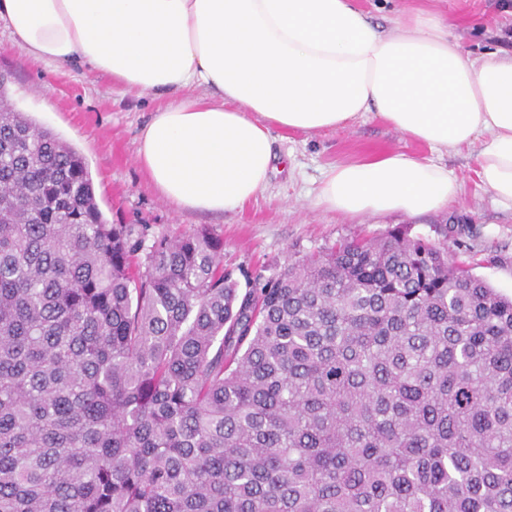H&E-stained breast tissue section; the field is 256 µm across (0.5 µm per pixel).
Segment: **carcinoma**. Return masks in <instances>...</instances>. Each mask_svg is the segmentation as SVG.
Here are the masks:
<instances>
[{
    "label": "carcinoma",
    "instance_id": "cac0c4a2",
    "mask_svg": "<svg viewBox=\"0 0 512 512\" xmlns=\"http://www.w3.org/2000/svg\"><path fill=\"white\" fill-rule=\"evenodd\" d=\"M109 224L0 83V512H512V299L396 226L240 290Z\"/></svg>",
    "mask_w": 512,
    "mask_h": 512
}]
</instances>
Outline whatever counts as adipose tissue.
Masks as SVG:
<instances>
[{
    "mask_svg": "<svg viewBox=\"0 0 512 512\" xmlns=\"http://www.w3.org/2000/svg\"><path fill=\"white\" fill-rule=\"evenodd\" d=\"M0 29L35 60L165 98L136 139L155 190L198 212L265 193L272 129L344 127L370 113L440 153L477 149L512 207V54L465 55L441 12L394 32L354 0H0ZM448 169L401 152L330 168L316 205L349 216L446 210Z\"/></svg>",
    "mask_w": 512,
    "mask_h": 512,
    "instance_id": "ef3b65f1",
    "label": "adipose tissue"
}]
</instances>
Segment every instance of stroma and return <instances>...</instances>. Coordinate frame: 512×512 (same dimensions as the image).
Wrapping results in <instances>:
<instances>
[{
    "instance_id": "obj_1",
    "label": "stroma",
    "mask_w": 512,
    "mask_h": 512,
    "mask_svg": "<svg viewBox=\"0 0 512 512\" xmlns=\"http://www.w3.org/2000/svg\"><path fill=\"white\" fill-rule=\"evenodd\" d=\"M438 8L470 56L512 50V14L498 0H439ZM0 73L9 77L14 106L83 156L108 223L144 224L155 234L208 228L223 240L221 263L239 282L277 276L295 259L341 240L377 238L404 225L410 235L446 241L449 260L512 297V209L480 184L476 148L440 154L369 114L314 133L277 129L274 171L264 195L235 211H186L162 199L136 162L137 133L158 107L153 97L120 92L107 78L78 68L56 71L13 46L4 33ZM390 151L435 160L453 173L459 192L447 210L348 217L315 206V190L330 166Z\"/></svg>"
}]
</instances>
